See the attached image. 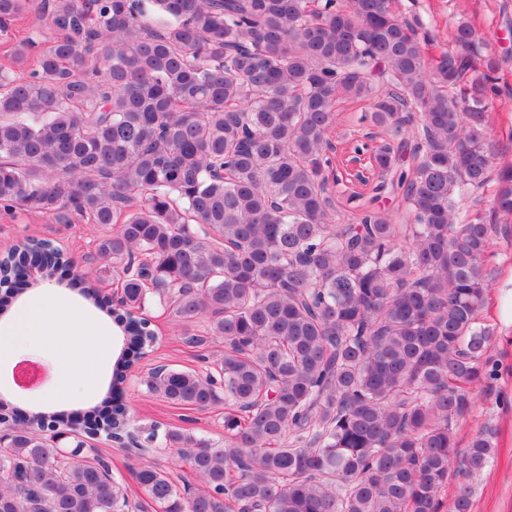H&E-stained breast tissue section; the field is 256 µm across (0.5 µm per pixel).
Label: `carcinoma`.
Wrapping results in <instances>:
<instances>
[{"label": "carcinoma", "mask_w": 512, "mask_h": 512, "mask_svg": "<svg viewBox=\"0 0 512 512\" xmlns=\"http://www.w3.org/2000/svg\"><path fill=\"white\" fill-rule=\"evenodd\" d=\"M0 0V34L28 24L0 64V209L101 228L97 255L122 281L112 317L123 349L89 438L127 422L128 374L154 342L152 298L189 323L210 314L215 373L166 367L146 392L204 411L224 402L220 447L186 428L145 440L201 483L180 492L146 461L134 479L161 512H472L471 482L493 433L460 451L457 423L496 376L482 319L494 225L462 213L497 183L512 217V164H494L486 116L498 60L474 26L449 49L392 0ZM53 38L37 55L33 33ZM30 67L24 77L15 70ZM369 100L389 139L374 148L376 194L395 212L337 223L328 190L336 103ZM32 240L0 259L51 280L72 266ZM78 416L0 399V512H123L93 452L58 465ZM461 480L451 503L449 475Z\"/></svg>", "instance_id": "carcinoma-1"}]
</instances>
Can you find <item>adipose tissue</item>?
I'll return each mask as SVG.
<instances>
[{"label":"adipose tissue","instance_id":"1","mask_svg":"<svg viewBox=\"0 0 512 512\" xmlns=\"http://www.w3.org/2000/svg\"><path fill=\"white\" fill-rule=\"evenodd\" d=\"M103 329L86 316L77 304H62L53 289H45L28 300L12 320L0 328V360H9L18 351L50 352L67 345L84 362L86 385L96 379L93 365L99 355Z\"/></svg>","mask_w":512,"mask_h":512}]
</instances>
